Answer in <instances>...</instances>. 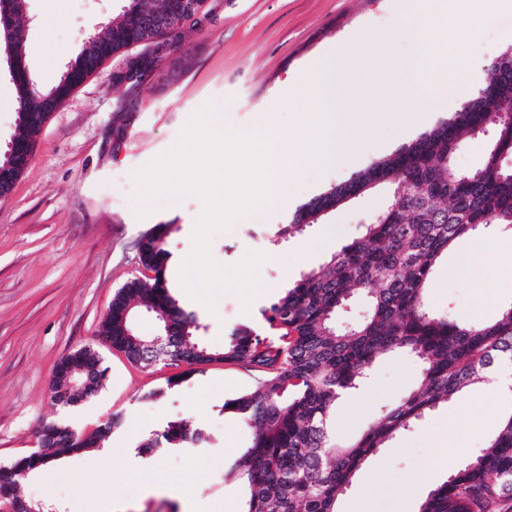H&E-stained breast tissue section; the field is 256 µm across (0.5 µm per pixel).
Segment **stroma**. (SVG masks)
<instances>
[{"mask_svg": "<svg viewBox=\"0 0 512 512\" xmlns=\"http://www.w3.org/2000/svg\"><path fill=\"white\" fill-rule=\"evenodd\" d=\"M125 0H27L24 64L38 88L59 80L83 41L100 33L121 13ZM387 0H214L208 24L185 30L161 55L152 76L137 93L113 81L124 56L106 60L52 114L34 137L30 161L8 199L0 201V466L30 454L43 424L63 420L91 431L112 414L135 421L136 438L181 420L207 437L199 448H160L152 455L128 454L116 445L88 464L86 452L62 458L24 480L18 497L51 501L61 512L73 502L93 505L100 497L122 501L125 512H169L178 488L187 499L209 503L212 512H241L240 485L226 476L250 446L252 432L241 417L225 410L226 400L250 390L255 371L212 362L182 384L167 388L175 366L149 369L100 345L97 330L112 296L126 280L142 275L137 243L153 225H170L167 248L186 257L203 203L194 195L161 200L146 218H137L133 173L172 149L191 116L205 104L223 106L231 129L251 127L259 113L276 108L275 125L295 129L298 115L313 101L275 105L282 87L335 40L388 23ZM512 44V13L484 23L468 44L469 70L457 83L466 101L493 59ZM405 133L389 127L377 144L351 156L339 171L307 170L293 176L292 194L304 203L388 156V144H405ZM385 191L364 194L295 238L278 235L289 213L268 205L216 235L211 255L220 265L238 263L248 251L268 256L258 272L259 289L250 309L232 292L217 290L216 308L181 296L195 312L198 338L223 350L234 330L256 325L261 309L287 284L323 263L356 238L363 219L384 203ZM471 237L435 267L433 311L464 323L493 319L512 303V245L503 247L485 273L491 291L453 278L471 246ZM94 345L108 372L97 395L70 408L51 398L57 362ZM417 362L409 356L378 363L336 408L337 440L359 436L366 426L416 386ZM166 388L161 400L147 395ZM464 422V447L448 446L441 471L420 473L429 454L431 418L398 434L368 458L341 502V512H418L432 487L484 447L495 433L502 405L477 396L452 403Z\"/></svg>", "mask_w": 512, "mask_h": 512, "instance_id": "35a3bbf8", "label": "stroma"}]
</instances>
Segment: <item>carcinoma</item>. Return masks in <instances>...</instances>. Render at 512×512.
Instances as JSON below:
<instances>
[{"mask_svg":"<svg viewBox=\"0 0 512 512\" xmlns=\"http://www.w3.org/2000/svg\"><path fill=\"white\" fill-rule=\"evenodd\" d=\"M185 28L173 0H126L103 35L84 41L65 75L48 90L36 87L24 67L11 71L25 117L12 139L33 141L50 113L108 58L136 45L174 39ZM512 46L487 68L484 84L448 118L349 180L299 206L278 235L288 239L349 202L378 172L388 188L383 207L361 235L322 265L304 273L285 294L260 311L261 324L238 328L221 352L198 342L194 313L173 295L167 276L168 224L142 235L141 266L112 297L98 335L112 334V348L145 368L232 362L260 373L254 387L224 403L253 431L245 459L231 476L243 490L242 512H340L339 504L366 459L399 431L437 410L487 374L512 365V304L496 318L464 324L436 316L428 300L434 268L457 241L490 226L512 229V121L497 111L512 106ZM482 141V160L468 171L449 172L465 139ZM359 291L368 302L363 319L341 329L337 314ZM139 311L163 315L160 335L135 332ZM406 353L420 363L421 380L363 434L338 446L332 426L337 402L386 357ZM79 361L105 374L91 347ZM494 435L480 452L428 491L418 512H503L512 502V397ZM118 414L71 443L69 425L50 452L15 460L12 482L22 481L65 455L102 447L122 424ZM200 430L173 421L144 439L147 454L165 443L198 447Z\"/></svg>","mask_w":512,"mask_h":512,"instance_id":"obj_1","label":"carcinoma"}]
</instances>
